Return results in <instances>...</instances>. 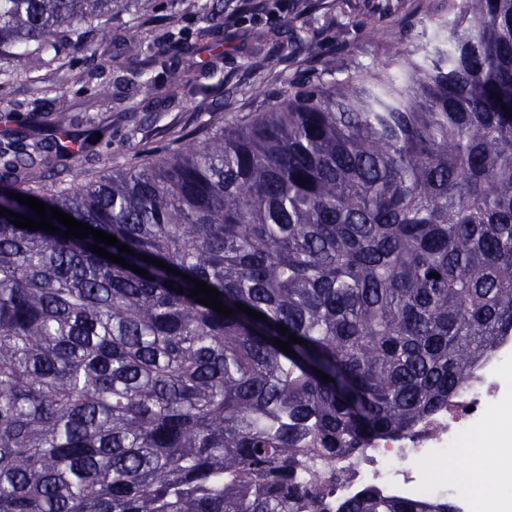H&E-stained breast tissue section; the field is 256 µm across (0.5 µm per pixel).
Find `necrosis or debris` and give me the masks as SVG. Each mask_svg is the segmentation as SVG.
I'll use <instances>...</instances> for the list:
<instances>
[{
    "mask_svg": "<svg viewBox=\"0 0 512 512\" xmlns=\"http://www.w3.org/2000/svg\"><path fill=\"white\" fill-rule=\"evenodd\" d=\"M511 382L512 340L507 338L430 423L420 425L406 436H379L358 460L346 465L347 476L337 483L336 498L353 495L368 483L391 496L412 494L431 500L450 492L447 474L437 472L419 481L405 469V461L435 450L445 455L463 444L475 442L487 408L506 398L507 385Z\"/></svg>",
    "mask_w": 512,
    "mask_h": 512,
    "instance_id": "1",
    "label": "necrosis or debris"
}]
</instances>
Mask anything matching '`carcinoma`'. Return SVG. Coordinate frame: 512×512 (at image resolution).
Segmentation results:
<instances>
[{"instance_id": "1", "label": "carcinoma", "mask_w": 512, "mask_h": 512, "mask_svg": "<svg viewBox=\"0 0 512 512\" xmlns=\"http://www.w3.org/2000/svg\"><path fill=\"white\" fill-rule=\"evenodd\" d=\"M119 5L0 0V58L33 74ZM443 7L421 0L415 55L370 80L350 50L313 57L263 111L210 113L202 147L96 178L98 127L56 170L53 144L0 141V207L38 220L11 198L31 196L180 271L0 215V512H459L328 494L336 463L434 417L512 336V0ZM303 13L282 19L290 56ZM291 333L296 358L270 342Z\"/></svg>"}]
</instances>
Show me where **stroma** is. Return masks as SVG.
I'll use <instances>...</instances> for the list:
<instances>
[{"label":"stroma","instance_id":"stroma-1","mask_svg":"<svg viewBox=\"0 0 512 512\" xmlns=\"http://www.w3.org/2000/svg\"><path fill=\"white\" fill-rule=\"evenodd\" d=\"M249 10L235 19L214 16L198 21L184 13L180 0H146L140 9L114 15L98 51L116 57L111 71L97 75L84 65L86 41L69 35L63 58L32 78L0 83V106L29 102L38 88L67 100L71 139L80 140L88 128L83 117L112 135L110 151L102 152L93 175L109 172L113 163L135 153H158L182 133L199 128L209 112L228 115L257 112L269 93L286 86L293 67L281 53L279 19L291 0H250ZM316 7L308 44L317 54L339 51L341 43L361 49L385 44L394 17L377 11L382 0H312ZM181 29L183 47L172 48L165 33ZM110 82L114 102L103 105L87 95V88ZM24 131L29 138L54 142L60 135L52 123L30 112L0 119V140Z\"/></svg>","mask_w":512,"mask_h":512}]
</instances>
